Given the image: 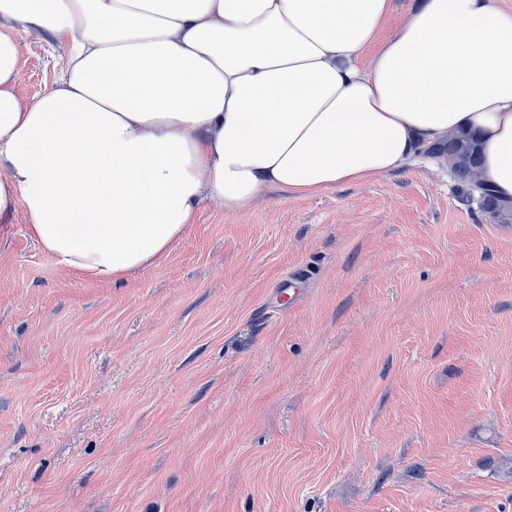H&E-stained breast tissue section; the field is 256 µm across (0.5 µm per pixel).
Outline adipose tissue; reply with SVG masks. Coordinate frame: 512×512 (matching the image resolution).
<instances>
[{
    "instance_id": "1",
    "label": "adipose tissue",
    "mask_w": 512,
    "mask_h": 512,
    "mask_svg": "<svg viewBox=\"0 0 512 512\" xmlns=\"http://www.w3.org/2000/svg\"><path fill=\"white\" fill-rule=\"evenodd\" d=\"M0 0V216L23 208L58 266L119 282L207 202L316 194L473 133L512 201V11L420 0ZM21 24L66 49L53 87L14 90Z\"/></svg>"
}]
</instances>
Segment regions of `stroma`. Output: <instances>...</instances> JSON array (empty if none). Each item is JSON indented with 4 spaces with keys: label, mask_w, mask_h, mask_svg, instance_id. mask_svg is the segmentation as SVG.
I'll return each instance as SVG.
<instances>
[{
    "label": "stroma",
    "mask_w": 512,
    "mask_h": 512,
    "mask_svg": "<svg viewBox=\"0 0 512 512\" xmlns=\"http://www.w3.org/2000/svg\"><path fill=\"white\" fill-rule=\"evenodd\" d=\"M11 35L29 99L65 50ZM26 224L0 218V512H512V223L446 163L204 203L117 283Z\"/></svg>",
    "instance_id": "obj_1"
}]
</instances>
